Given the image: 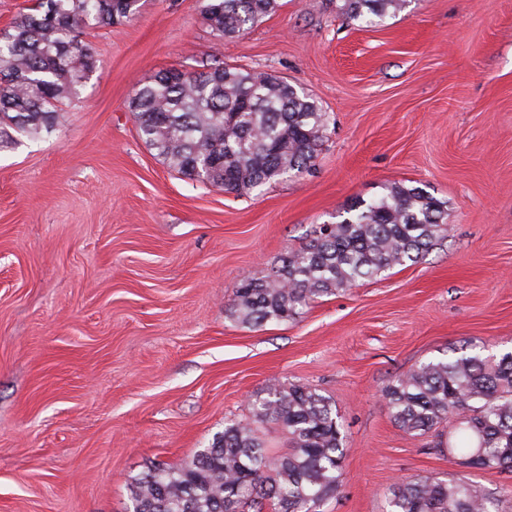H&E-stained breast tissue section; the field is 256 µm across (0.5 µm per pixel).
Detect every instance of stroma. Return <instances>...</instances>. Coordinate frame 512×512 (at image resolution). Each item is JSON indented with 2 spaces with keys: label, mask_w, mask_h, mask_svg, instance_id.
<instances>
[{
  "label": "stroma",
  "mask_w": 512,
  "mask_h": 512,
  "mask_svg": "<svg viewBox=\"0 0 512 512\" xmlns=\"http://www.w3.org/2000/svg\"><path fill=\"white\" fill-rule=\"evenodd\" d=\"M204 0H147L82 34L97 60L64 121L0 149V512H133L274 381L330 398L347 451L326 512H391L395 484L512 475L452 465L390 418L384 387L448 348L512 351V0H410L362 28L340 0H288L216 40ZM287 78L328 112L314 166L239 197L166 167L128 103L212 59ZM448 204L445 238L289 321L230 299L385 186Z\"/></svg>",
  "instance_id": "1"
}]
</instances>
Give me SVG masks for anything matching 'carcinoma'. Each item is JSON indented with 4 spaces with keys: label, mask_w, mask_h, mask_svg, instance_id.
<instances>
[{
    "label": "carcinoma",
    "mask_w": 512,
    "mask_h": 512,
    "mask_svg": "<svg viewBox=\"0 0 512 512\" xmlns=\"http://www.w3.org/2000/svg\"><path fill=\"white\" fill-rule=\"evenodd\" d=\"M408 0H343L353 21L379 25ZM145 0H38L0 30V146L11 131L38 137L62 124L93 69L85 28L133 20ZM282 0H206L219 41L245 35ZM139 137L169 167L226 193L248 195L314 165L329 118L318 101L284 77L258 75L219 59L205 71L158 72L129 104ZM448 231L445 203L420 187L393 184L325 224L304 249L288 253L263 279H245L231 307L252 329L294 318L315 299L346 292L422 259ZM385 386L394 423L413 437L435 436L448 461L512 473V351L486 356L451 349ZM254 419L224 426L179 467L152 466L133 485L134 512H323L343 484L341 424L330 400L303 384L267 386ZM279 427L288 449L266 446ZM394 512H500V496L477 485L406 477L392 492Z\"/></svg>",
    "instance_id": "carcinoma-1"
}]
</instances>
